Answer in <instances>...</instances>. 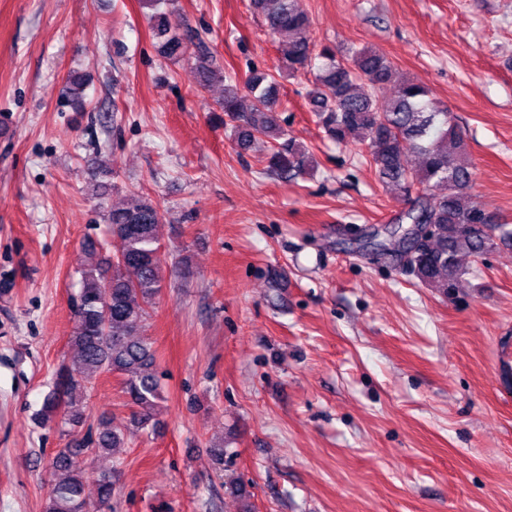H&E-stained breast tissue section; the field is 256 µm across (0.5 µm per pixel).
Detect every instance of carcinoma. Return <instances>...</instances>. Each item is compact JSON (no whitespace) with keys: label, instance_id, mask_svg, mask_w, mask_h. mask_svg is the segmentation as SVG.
Instances as JSON below:
<instances>
[{"label":"carcinoma","instance_id":"obj_1","mask_svg":"<svg viewBox=\"0 0 512 512\" xmlns=\"http://www.w3.org/2000/svg\"><path fill=\"white\" fill-rule=\"evenodd\" d=\"M161 4L163 0H153L151 15L161 38L159 50L164 58L177 60L195 44L196 36L186 21L173 20L160 10ZM250 7L264 19L272 36L288 38L284 70L276 75L253 70L239 84L227 80L223 64L195 44L199 86L208 89L224 83L220 102L224 124L234 129L238 143L245 147L263 143L267 168L280 177L292 180L309 174L312 158L289 136L276 112L281 106L280 80L313 68L307 100L316 122L338 144L359 136L367 144L378 181L414 197L413 207L376 240V249L384 256L413 272L422 285L446 295L495 239L512 238V226L490 222V212L470 193L472 167L465 145L448 111L425 86L404 81L382 102L378 92L393 78L386 57L353 47L338 57L325 48L315 66L311 20L300 0H250ZM85 90L86 81L73 74L64 95L81 109ZM160 220L157 207L141 196L129 206L111 209L108 221L120 248L107 265L81 270V289L74 304L77 327L70 340L75 355L58 371L36 420L42 424L59 413L72 422L82 419L76 392L87 389L103 373L123 376L132 411L121 427L100 419L95 435L56 455L45 512H111L114 472L76 471L72 455L98 457L123 448L127 436L143 430L156 415L160 379L155 351L140 336V329L161 289ZM89 479L97 487L93 499L85 493Z\"/></svg>","mask_w":512,"mask_h":512}]
</instances>
